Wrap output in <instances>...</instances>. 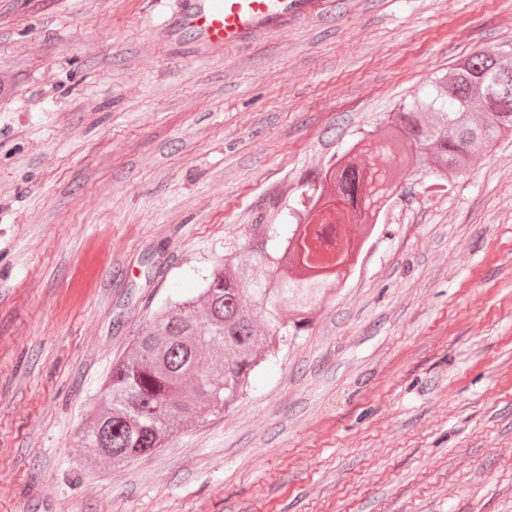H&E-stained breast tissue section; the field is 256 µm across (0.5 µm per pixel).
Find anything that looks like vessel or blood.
Here are the masks:
<instances>
[{"instance_id": "b4317fda", "label": "vessel or blood", "mask_w": 512, "mask_h": 512, "mask_svg": "<svg viewBox=\"0 0 512 512\" xmlns=\"http://www.w3.org/2000/svg\"><path fill=\"white\" fill-rule=\"evenodd\" d=\"M163 27L173 40L219 53L265 28H287L294 20L322 12L323 0H177Z\"/></svg>"}]
</instances>
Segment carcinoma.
I'll list each match as a JSON object with an SVG mask.
<instances>
[{
	"label": "carcinoma",
	"mask_w": 512,
	"mask_h": 512,
	"mask_svg": "<svg viewBox=\"0 0 512 512\" xmlns=\"http://www.w3.org/2000/svg\"><path fill=\"white\" fill-rule=\"evenodd\" d=\"M512 137V67L493 52L460 59L434 89L400 102L387 127L356 142L357 157L330 165L311 193L296 201L302 222L288 238L289 268L273 285L254 274L245 252L202 277L197 296L168 301L140 329L129 354L115 361L105 404L77 434L87 456L111 462L143 456L181 431L199 411L221 413L257 365L270 339L296 336L308 314L339 283L354 239L346 226L369 223L393 198L392 169L419 172L427 156L439 170H463L495 141ZM286 305L296 319L282 323ZM194 378L190 388L185 377Z\"/></svg>",
	"instance_id": "cac0c4a2"
}]
</instances>
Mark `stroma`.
Segmentation results:
<instances>
[{
  "label": "stroma",
  "mask_w": 512,
  "mask_h": 512,
  "mask_svg": "<svg viewBox=\"0 0 512 512\" xmlns=\"http://www.w3.org/2000/svg\"><path fill=\"white\" fill-rule=\"evenodd\" d=\"M204 56L152 0H0V512H512V139L400 190L224 414L132 461L73 437L113 359L512 0H324Z\"/></svg>",
  "instance_id": "1"
}]
</instances>
